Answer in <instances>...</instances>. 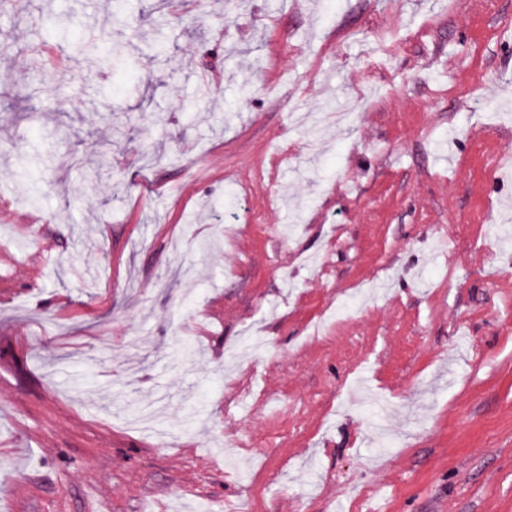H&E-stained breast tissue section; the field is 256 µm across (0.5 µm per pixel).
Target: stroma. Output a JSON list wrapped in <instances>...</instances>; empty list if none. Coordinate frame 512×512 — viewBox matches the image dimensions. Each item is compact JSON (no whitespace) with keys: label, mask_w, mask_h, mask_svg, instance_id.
<instances>
[{"label":"stroma","mask_w":512,"mask_h":512,"mask_svg":"<svg viewBox=\"0 0 512 512\" xmlns=\"http://www.w3.org/2000/svg\"><path fill=\"white\" fill-rule=\"evenodd\" d=\"M153 2L0 0V512H512V0ZM74 52L98 57L104 61H112V66L119 63L125 55V45L121 41H115L111 47L97 44L90 38L77 40L72 44Z\"/></svg>","instance_id":"35a3bbf8"}]
</instances>
